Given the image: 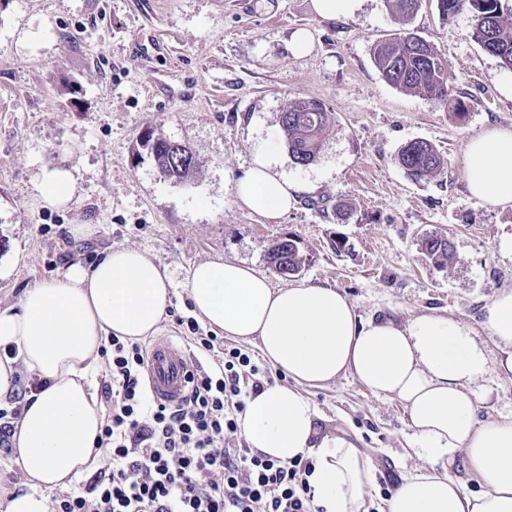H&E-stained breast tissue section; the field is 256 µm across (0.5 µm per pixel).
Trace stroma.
<instances>
[{
    "mask_svg": "<svg viewBox=\"0 0 512 512\" xmlns=\"http://www.w3.org/2000/svg\"><path fill=\"white\" fill-rule=\"evenodd\" d=\"M311 0H0V308L26 288L93 264L108 248L153 255L172 282L170 312L154 339L179 342L176 317H192L189 272L198 263H246L273 287L326 283L358 315L407 320L428 308L477 326L499 289L512 287V207L470 195L469 140L512 127V69L469 36L463 9L443 16L422 0L408 21L385 0H361L348 19L318 16ZM308 30L312 48L291 37ZM411 31L438 50L451 94L468 107L457 118L434 99L390 85L373 64L381 40ZM302 98L334 116L315 161L294 164L279 118ZM185 143L198 170L168 180L138 142L145 132ZM421 138L447 158L440 177L416 181L395 162ZM307 185L293 209L270 220L235 197L256 149ZM67 169L76 191L67 206H44L37 178ZM90 224V239L70 229ZM447 237L451 264L425 255L421 241ZM289 237L300 272L278 274L271 245ZM344 248H337V241ZM319 434L342 436L374 461L379 479H398L415 460L407 415L347 378L304 390Z\"/></svg>",
    "mask_w": 512,
    "mask_h": 512,
    "instance_id": "1",
    "label": "stroma"
}]
</instances>
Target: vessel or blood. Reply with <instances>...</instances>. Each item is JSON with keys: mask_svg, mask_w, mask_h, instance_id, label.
<instances>
[{"mask_svg": "<svg viewBox=\"0 0 512 512\" xmlns=\"http://www.w3.org/2000/svg\"><path fill=\"white\" fill-rule=\"evenodd\" d=\"M190 368V359L182 348L168 341L154 343L148 353V383L153 397L179 401Z\"/></svg>", "mask_w": 512, "mask_h": 512, "instance_id": "vessel-or-blood-1", "label": "vessel or blood"}]
</instances>
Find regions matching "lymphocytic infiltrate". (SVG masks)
<instances>
[{
    "instance_id": "f902f5d3",
    "label": "lymphocytic infiltrate",
    "mask_w": 512,
    "mask_h": 512,
    "mask_svg": "<svg viewBox=\"0 0 512 512\" xmlns=\"http://www.w3.org/2000/svg\"><path fill=\"white\" fill-rule=\"evenodd\" d=\"M176 323L206 366L193 369L178 403L158 401L146 387V347L112 337L103 385L111 412L98 440L105 469L83 490L53 495L51 512H313L309 459L281 464L228 445L262 387L258 366L194 319Z\"/></svg>"
}]
</instances>
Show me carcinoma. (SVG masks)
<instances>
[{
    "label": "carcinoma",
    "instance_id": "carcinoma-1",
    "mask_svg": "<svg viewBox=\"0 0 512 512\" xmlns=\"http://www.w3.org/2000/svg\"><path fill=\"white\" fill-rule=\"evenodd\" d=\"M392 12L402 18L412 16L421 0H387ZM442 15L454 14L463 8L474 14L470 37L487 53L512 68V8L506 9L503 0H440ZM373 63L382 77L397 89L415 96H425L441 101L452 110L462 102L450 97L452 77L442 64L437 51L430 43L413 33H400L377 43L372 51ZM331 113L316 99L294 102L282 113L281 128L288 154L296 164L314 161L322 139L330 126ZM156 158L155 166L161 174L176 182H186L196 170L194 157L181 162L168 158L165 140L146 133ZM396 163L417 180L436 178L447 167L445 156L426 140L405 143L396 155ZM429 257L439 265L451 261L448 240L437 236L427 237L425 247ZM274 269L285 271L301 269L296 243L291 239L276 242L268 254Z\"/></svg>",
    "mask_w": 512,
    "mask_h": 512
}]
</instances>
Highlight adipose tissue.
<instances>
[{
	"label": "adipose tissue",
	"mask_w": 512,
	"mask_h": 512,
	"mask_svg": "<svg viewBox=\"0 0 512 512\" xmlns=\"http://www.w3.org/2000/svg\"><path fill=\"white\" fill-rule=\"evenodd\" d=\"M465 171L474 197L512 206V129L492 127L472 138ZM301 190L264 149L234 187L243 206L271 220ZM170 286L150 255L116 247L0 309V402L15 396L21 374L46 383L25 396L16 435L28 490L11 495L0 512H48L46 490L71 487L99 466L104 414L93 379L102 351L111 337L137 341L155 333ZM189 298L200 319L256 344L290 378V385L250 396L239 426L254 454L280 463L311 460L314 512H369L376 489L371 457L344 437H318L316 409L302 392L345 377L399 402L408 415L418 463L390 491L383 512H512V414L480 418L479 386L490 365L474 338L485 333L501 354L500 367L512 372V288L485 306L476 330L437 309L404 322L364 318L332 286L275 288L254 268L221 260L193 267ZM459 464L480 490L452 475Z\"/></svg>",
	"instance_id": "obj_1"
}]
</instances>
